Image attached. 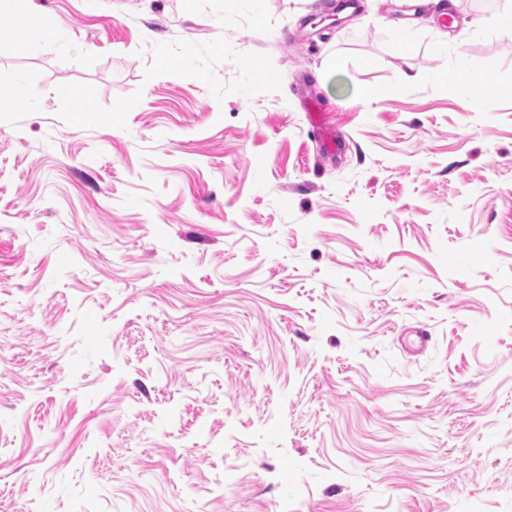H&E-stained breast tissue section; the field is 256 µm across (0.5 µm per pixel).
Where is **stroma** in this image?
<instances>
[{"label":"stroma","instance_id":"35a3bbf8","mask_svg":"<svg viewBox=\"0 0 512 512\" xmlns=\"http://www.w3.org/2000/svg\"><path fill=\"white\" fill-rule=\"evenodd\" d=\"M359 2L0 15V512H512V0ZM0 12L15 17L18 23V44L48 42L55 37V26L50 19L35 15L29 0H1Z\"/></svg>","mask_w":512,"mask_h":512}]
</instances>
